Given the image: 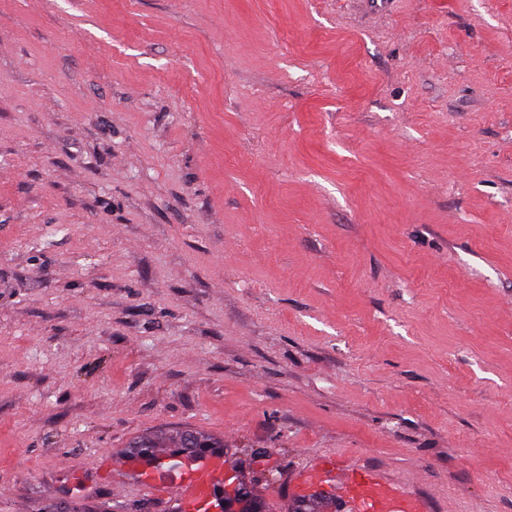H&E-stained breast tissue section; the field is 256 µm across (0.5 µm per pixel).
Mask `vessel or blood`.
<instances>
[{
    "label": "vessel or blood",
    "mask_w": 512,
    "mask_h": 512,
    "mask_svg": "<svg viewBox=\"0 0 512 512\" xmlns=\"http://www.w3.org/2000/svg\"><path fill=\"white\" fill-rule=\"evenodd\" d=\"M336 462L324 459L299 471L294 478L296 489L324 483L333 477ZM224 463L220 460L194 465L192 472H180L168 488L169 498L180 507L205 503L208 512H220L215 494L223 482ZM353 512H428L423 496L408 491L398 483L374 471L348 472L343 485Z\"/></svg>",
    "instance_id": "vessel-or-blood-1"
}]
</instances>
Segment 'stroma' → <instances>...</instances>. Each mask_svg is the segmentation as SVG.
<instances>
[{"instance_id": "1", "label": "stroma", "mask_w": 512, "mask_h": 512, "mask_svg": "<svg viewBox=\"0 0 512 512\" xmlns=\"http://www.w3.org/2000/svg\"><path fill=\"white\" fill-rule=\"evenodd\" d=\"M182 428L512 512V0H0V512Z\"/></svg>"}]
</instances>
